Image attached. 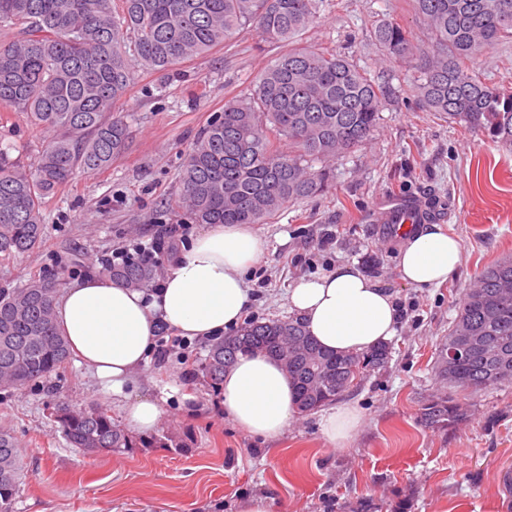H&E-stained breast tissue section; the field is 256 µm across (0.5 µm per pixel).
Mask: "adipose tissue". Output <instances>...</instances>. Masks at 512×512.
<instances>
[{"instance_id": "ef3b65f1", "label": "adipose tissue", "mask_w": 512, "mask_h": 512, "mask_svg": "<svg viewBox=\"0 0 512 512\" xmlns=\"http://www.w3.org/2000/svg\"><path fill=\"white\" fill-rule=\"evenodd\" d=\"M264 253L263 239L242 224H213L170 259L158 288L145 291L104 275L78 280L55 301L58 328L72 351L105 389L121 393L155 345L159 327L209 339L238 328L252 298L246 271ZM458 238L440 227L404 241L397 259L401 281L415 288L445 283L461 262ZM292 313L324 349L367 352L397 333L394 295L350 264L303 278L288 290ZM224 412L245 431L279 436L298 406L291 379L275 357L238 355L224 373ZM362 422L361 410L337 401L320 412L319 428L333 446L345 445Z\"/></svg>"}]
</instances>
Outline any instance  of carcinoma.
I'll use <instances>...</instances> for the list:
<instances>
[{
    "mask_svg": "<svg viewBox=\"0 0 512 512\" xmlns=\"http://www.w3.org/2000/svg\"><path fill=\"white\" fill-rule=\"evenodd\" d=\"M321 2L0 0V31L8 33L0 38V120L12 112L49 133L31 166L0 147V257L38 252L48 199L77 172L105 169L125 152L130 126L112 110L134 69L165 79L175 66L249 28L263 43L286 44L315 22ZM415 2L431 30L432 51L422 52L393 20L377 25L374 38L390 57L418 61V105L512 145V90L488 85L468 65L477 52L512 41V0ZM393 93L331 47H288L244 97L224 103L187 151L180 204L197 224H260L290 200L327 192L328 162L368 141L382 101ZM106 274L145 288L156 269L129 264ZM58 287V280L39 276L0 289V389H21L68 363L71 353L55 323ZM285 334L304 344L289 372L301 411L335 401L338 387L384 366L389 356L384 345L351 357L330 353L298 318L251 320L239 334L212 340L201 371L220 385L224 363L242 351L275 356ZM468 335L485 337V345L450 365L440 360V377L471 391L512 383L511 257L487 267L466 290L448 343ZM55 414L74 448L101 453L129 445L100 408L61 406ZM467 417L446 393L421 412L422 422L437 429ZM26 478L18 442L0 430V512H12Z\"/></svg>",
    "mask_w": 512,
    "mask_h": 512,
    "instance_id": "carcinoma-1",
    "label": "carcinoma"
}]
</instances>
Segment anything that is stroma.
<instances>
[{
  "label": "stroma",
  "mask_w": 512,
  "mask_h": 512,
  "mask_svg": "<svg viewBox=\"0 0 512 512\" xmlns=\"http://www.w3.org/2000/svg\"><path fill=\"white\" fill-rule=\"evenodd\" d=\"M390 19L430 47L412 0H323L303 34L309 49L346 52L399 96L382 108L365 144L333 161L328 192L289 202L257 225L267 247L247 272L246 317L262 322L288 319L289 288L340 264L394 293L401 321L387 364L343 394L363 413L354 438L329 445L315 410L299 413L273 439L239 428L224 414L221 389L192 371L208 354L202 339L165 362L150 355L119 395L105 393L73 360L45 380L0 390V428L18 440L28 471L13 512H242L252 498L266 499L269 512H512V384L457 392L468 417L452 428L431 429L420 418L442 391L437 360L463 293L486 267L512 256V148L412 105V63L390 59L373 38ZM277 52L244 31L176 66L167 88H159L158 75L135 70L117 105L132 119L127 150L107 169L76 173L49 199L41 250L0 259V289L35 275L69 285L90 275L89 255L151 239L169 224L199 233L171 206L185 153ZM508 60L511 41L480 52L471 65L499 87L512 84ZM43 141L21 117L0 123V144L24 164L34 163ZM391 196L430 203L443 214V231L459 238L461 263L439 287L401 281L403 240L378 221ZM139 398L160 406L159 425L109 454L71 447L54 418L59 404L93 405L119 426L124 405Z\"/></svg>",
  "instance_id": "1"
}]
</instances>
